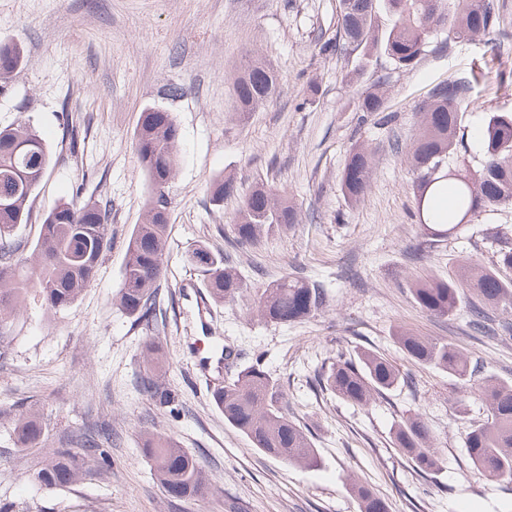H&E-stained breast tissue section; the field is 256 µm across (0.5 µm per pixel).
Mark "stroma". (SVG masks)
<instances>
[{"instance_id":"stroma-1","label":"stroma","mask_w":512,"mask_h":512,"mask_svg":"<svg viewBox=\"0 0 512 512\" xmlns=\"http://www.w3.org/2000/svg\"><path fill=\"white\" fill-rule=\"evenodd\" d=\"M499 32L469 42L428 44L410 71L384 52L340 46L339 0H0V42L18 44L24 62L0 92V128L27 120L55 159L31 200L19 234L33 245L44 214L83 186L85 198L112 205V248L92 284L70 307L49 311L29 296L0 334V512H360L346 486L366 482L390 512H512V482L474 471L460 438L485 419L476 396L456 407L460 385L413 364L396 334L450 341L512 380V337L472 331L470 299L446 318L415 303L413 279L448 276L476 260L492 265L498 240L512 238V209L486 212L442 242L430 240L415 214L414 176L395 145L419 132L416 105L438 84L472 79L475 101L462 114L464 156L479 170L481 133L491 112H512V0ZM254 59L280 78L274 98L242 122L233 118L231 85ZM180 98L167 95L170 86ZM380 86L387 109L358 111L359 96ZM172 112L179 163L171 200L158 326L145 329L118 305L128 238L145 216L149 186L134 151L140 113ZM372 156L369 187L352 205L340 188L349 153ZM238 192L211 198L220 176ZM264 185L293 198L299 221L243 249L231 234L245 196ZM222 251L245 283L240 296L208 300L188 261L199 244ZM296 274L324 289L312 316L265 321L253 299L260 288ZM166 359L162 382L175 410L136 386L147 344ZM236 351L225 381L262 362L281 385L288 417L303 426L320 463L308 468L265 454L229 425L206 377L194 368L213 346ZM369 349L389 359L412 385L365 407L319 383L337 355ZM38 410L45 448L15 444L12 420ZM419 416L443 464L422 475L392 444L398 422ZM112 435V472L48 492L29 474L44 449L76 435ZM161 432L198 457L211 484L208 502L166 496L157 486L143 435Z\"/></svg>"}]
</instances>
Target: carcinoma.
Listing matches in <instances>:
<instances>
[{
	"mask_svg": "<svg viewBox=\"0 0 512 512\" xmlns=\"http://www.w3.org/2000/svg\"><path fill=\"white\" fill-rule=\"evenodd\" d=\"M393 17L383 36L373 26L374 0H340L339 33L344 43L355 47L383 48L395 67L410 71L419 63L427 44L448 30V40H471L500 26V0H386ZM23 61V51L0 43V91L7 88ZM278 75L256 60L240 73L232 85L234 112L242 118L276 95ZM474 86L466 80L436 85L419 112L421 128L406 151L413 172V190L420 224L427 235L441 241L452 236L461 224H470L487 211L512 208V113L489 116L483 132L484 160L478 172L448 166V159L464 147L461 112L470 101ZM384 94L373 90L358 100L361 112H383ZM179 129L166 110L141 112L134 145L141 170L151 187L143 223L134 225L129 237L121 286L117 300L135 321L152 324L157 289L165 277V249L168 238L170 200L166 188L178 164ZM51 165V156L37 129L26 121L0 128V330L6 328L18 307L36 288L42 305L51 311L64 309L78 300L94 280L102 255L110 248L111 208L103 201H87L81 189L69 200L47 212L34 244L37 264L24 269V245L18 238L27 223L29 203ZM370 154L361 149L349 156L342 170L341 189L347 199L357 202L370 180ZM237 192L236 181L220 179L213 184L212 199L221 202ZM295 205L272 190L258 187L242 202L232 224L233 237L241 247L254 245L263 231L283 229L297 223ZM189 261L202 276V283L215 302L237 297L245 284L230 266L224 253L207 245L193 249ZM512 270V242L500 241L496 267L471 262L457 277H434L412 288L416 304L433 317H446L470 295L478 304L471 310V328L480 334L500 330L512 333V324L494 329L487 324L486 309L512 307V278L499 269ZM325 303L324 290L299 276L285 275L258 291L255 304L260 316L274 323L304 319ZM407 358L436 368L466 384L487 408L486 421L467 426L463 442L475 470L489 476L512 479V383L483 373L473 358L453 344L422 336L398 337ZM148 367L141 390L161 406L174 402L156 370L155 347H146ZM324 387L336 397L358 406L368 405L375 396L404 381L399 369L374 352L339 357L321 377ZM224 420L247 436L253 444L289 463L313 467L318 464L311 438L282 411L285 396L276 380L257 362L237 373L232 382L213 393ZM17 442L24 448L45 445L42 421L30 411L13 419ZM431 430L419 418L401 421L392 443L417 471L431 473L442 458L430 446ZM111 436L83 437L78 454L69 448H55L33 469L34 479L48 490L62 489L85 475V459L97 460L99 469L110 472L112 462L105 445ZM144 451L152 462L156 482L168 496L204 502L211 495L204 466L194 455L171 438L149 433ZM351 494L361 512H389L388 503L368 486L354 482Z\"/></svg>",
	"mask_w": 512,
	"mask_h": 512,
	"instance_id": "cac0c4a2",
	"label": "carcinoma"
}]
</instances>
